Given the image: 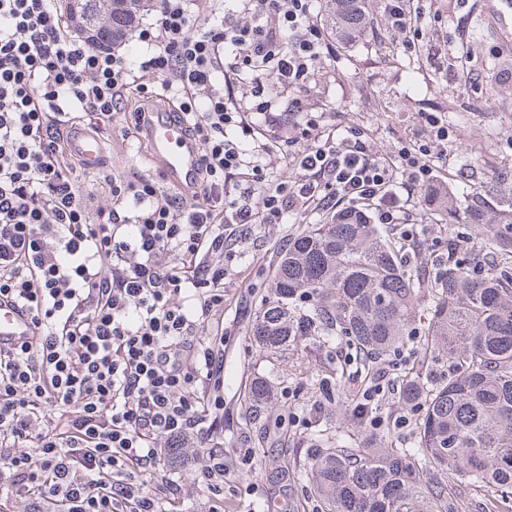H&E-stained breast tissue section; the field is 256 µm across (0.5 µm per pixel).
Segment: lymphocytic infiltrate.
<instances>
[{
    "label": "lymphocytic infiltrate",
    "instance_id": "f902f5d3",
    "mask_svg": "<svg viewBox=\"0 0 512 512\" xmlns=\"http://www.w3.org/2000/svg\"><path fill=\"white\" fill-rule=\"evenodd\" d=\"M192 5L158 0L131 59L72 35L56 0H0V302L41 329L37 344L0 348V496L28 512H173L181 489L159 472L178 448L203 451L198 480L223 512L230 338L198 331L224 309L238 243L258 224L366 205L419 239L400 191L431 183L447 129L429 120L397 165L356 130L312 144L317 119L284 117L277 91L302 112L300 91L334 50L314 0H235L205 18ZM238 80L241 99L225 91ZM130 97L125 136L141 135L157 99L186 123L204 165L192 199L105 165L107 207L81 188L65 124L111 125ZM393 389L387 366L360 388L370 428L409 425Z\"/></svg>",
    "mask_w": 512,
    "mask_h": 512
}]
</instances>
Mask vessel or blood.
Segmentation results:
<instances>
[{
    "label": "vessel or blood",
    "mask_w": 512,
    "mask_h": 512,
    "mask_svg": "<svg viewBox=\"0 0 512 512\" xmlns=\"http://www.w3.org/2000/svg\"><path fill=\"white\" fill-rule=\"evenodd\" d=\"M144 134L149 143L153 170L163 185L178 190L184 196H192L200 182L202 163L184 126L171 114L159 112L145 127ZM64 146L85 169H96L102 161V139L95 130L79 121L67 125ZM37 334L29 313L6 303L0 305L1 347H14L34 340Z\"/></svg>",
    "instance_id": "vessel-or-blood-1"
}]
</instances>
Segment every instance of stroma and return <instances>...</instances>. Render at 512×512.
<instances>
[{
    "instance_id": "stroma-1",
    "label": "stroma",
    "mask_w": 512,
    "mask_h": 512,
    "mask_svg": "<svg viewBox=\"0 0 512 512\" xmlns=\"http://www.w3.org/2000/svg\"><path fill=\"white\" fill-rule=\"evenodd\" d=\"M418 6L422 35L408 50L386 28L379 0H369L365 37L336 44L302 98L322 131L340 138L359 130L370 149L387 158L425 137L426 114L441 118L448 138L437 148L436 175L460 216L452 227L440 224L419 186L404 190L403 202L431 237L461 238L460 255L467 259L480 240L468 211L482 206L483 186L512 172V42L500 29L512 25V0H419ZM124 124L119 114L101 129L106 163L120 175L149 171L147 143L122 142ZM325 221L322 213L294 216L286 224L258 226L252 239L239 244L241 257L224 298V326L233 333L224 350V512H312V441L324 434L353 447L364 442L366 433L355 429L357 417L347 402L361 379V363L344 361L335 343L315 337L276 355L249 339L288 236ZM259 376L274 379L277 391L292 392L307 407L320 398V379L335 389L312 413L310 428L293 434L277 404L251 406L249 387ZM204 460L200 451L186 448L180 463L164 466L181 487L182 512H210L214 503L195 480Z\"/></svg>"
}]
</instances>
